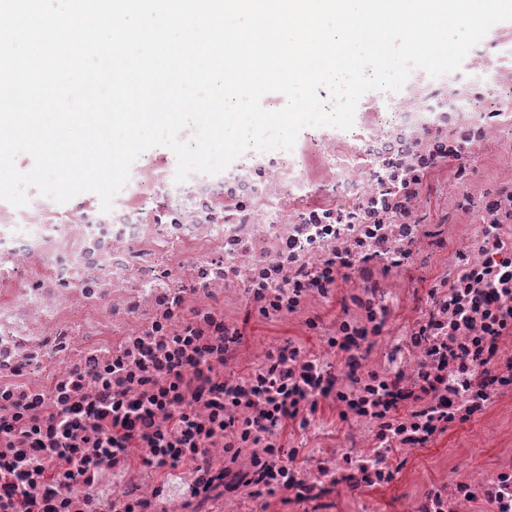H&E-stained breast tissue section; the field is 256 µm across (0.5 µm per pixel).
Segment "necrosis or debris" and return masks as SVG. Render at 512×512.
<instances>
[{
  "mask_svg": "<svg viewBox=\"0 0 512 512\" xmlns=\"http://www.w3.org/2000/svg\"><path fill=\"white\" fill-rule=\"evenodd\" d=\"M282 499L512 512L507 23L351 130L0 205V512Z\"/></svg>",
  "mask_w": 512,
  "mask_h": 512,
  "instance_id": "4bbe7bcc",
  "label": "necrosis or debris"
}]
</instances>
